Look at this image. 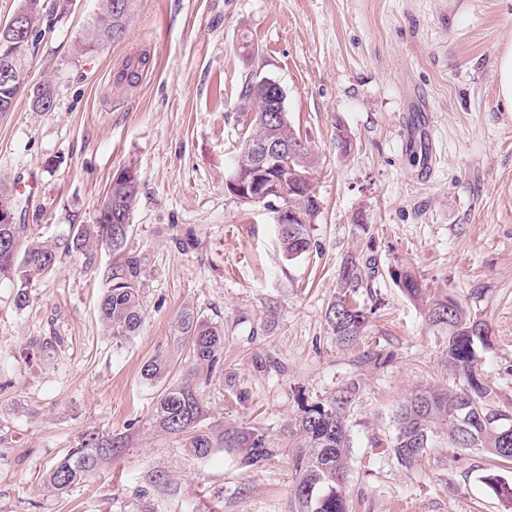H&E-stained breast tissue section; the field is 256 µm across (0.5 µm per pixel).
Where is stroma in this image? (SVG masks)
<instances>
[{
    "mask_svg": "<svg viewBox=\"0 0 512 512\" xmlns=\"http://www.w3.org/2000/svg\"><path fill=\"white\" fill-rule=\"evenodd\" d=\"M98 7L71 0L29 46V77L52 82L54 105L35 111L22 93L0 112V185L16 193L15 223L54 241L95 223L113 174L133 167L125 251L141 260L144 321L125 340L103 330L106 252L98 270L72 256L35 276L23 309L19 281H0V512H141L133 492L151 473L179 491L158 512H291L292 449L245 469L224 450L196 458L155 427L162 384L142 367L163 354L165 382L187 377L177 324L188 308L224 328L199 429L254 426L276 440L303 404L354 382L350 512H512L482 480L481 449L442 442L405 467L376 447L413 389L459 382L396 282L407 271L487 321L490 403L512 407V112L495 72L512 0H134L125 35L87 55L78 41ZM142 54L138 80L117 82ZM251 73L280 84L313 152L315 246L292 261L275 212L225 188ZM426 126L437 160L423 174L405 142ZM351 257L373 268L356 293L372 314L345 346L325 313ZM92 431L122 448L58 494L48 468Z\"/></svg>",
    "mask_w": 512,
    "mask_h": 512,
    "instance_id": "stroma-1",
    "label": "stroma"
}]
</instances>
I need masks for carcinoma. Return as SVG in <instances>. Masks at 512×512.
Returning a JSON list of instances; mask_svg holds the SVG:
<instances>
[{"mask_svg": "<svg viewBox=\"0 0 512 512\" xmlns=\"http://www.w3.org/2000/svg\"><path fill=\"white\" fill-rule=\"evenodd\" d=\"M133 2L100 0L99 12L82 37V51L87 54L98 51L113 41L110 33L114 27L127 28ZM20 11L26 14L27 24L34 31L33 40H38L49 13L43 0H24ZM148 61L145 55L129 61L120 79L131 82L138 78ZM40 85L45 94L30 103L33 109L47 112L53 105L55 89L47 81ZM238 101L245 134L239 142L234 174L247 175L254 166L246 149L247 141L269 139L286 146L300 135L288 120V113L261 111L262 97L254 90L252 78L244 80ZM312 164L308 150L302 157L292 160V165L265 173V181L274 185L276 193L264 204L297 212L304 219L298 224L277 225L280 248L289 260L310 250L312 226L320 212V201L311 183ZM136 195L125 178L113 175L102 203L111 210L112 220L98 219L94 224L74 225L64 242L54 246L35 240L28 224H0V280L26 279L50 270L61 251L82 256L87 268L94 266L98 251L102 249L124 253L132 231L127 220ZM104 277L107 289L98 307L102 324L115 339L137 335L143 323L139 259L129 256L109 265ZM341 279L346 288L359 287L362 275L358 263L352 260L344 265ZM399 287L420 307L427 326L447 337L448 366L462 383L449 391L430 388L413 391L396 414V433L386 451L400 464L408 466L441 438L454 448H479L490 458V473L483 476V481L512 504V484L503 482L495 474L497 470L512 468V433L505 435L485 425L483 420L492 408L487 404L489 387L482 378L476 347H488L490 337L482 335L481 328L473 323V316L448 293L429 292L409 273L399 277ZM326 322L336 341L349 345L363 333L368 315L344 294L328 307ZM178 332L189 344L194 368H201L205 375H210L224 351V329L188 309L180 316ZM167 367L166 358L156 356L143 366V377L152 383L165 375ZM357 392L358 385L352 382L323 401L305 405L302 414L283 426L279 443L270 439L265 431L250 426H228L218 436L198 430L203 409L197 385L189 381L162 388L154 404L152 420L166 433L184 437L186 447L200 459L222 446L239 453L243 466L254 467L276 457L280 448H292L294 512H348L345 487L349 448L347 410ZM111 456L112 440L95 432L87 433L80 447L50 468L46 482L56 492L65 493ZM175 493L176 488L167 478L151 475L147 484L136 489L133 495L136 499L154 502Z\"/></svg>", "mask_w": 512, "mask_h": 512, "instance_id": "cac0c4a2", "label": "carcinoma"}]
</instances>
